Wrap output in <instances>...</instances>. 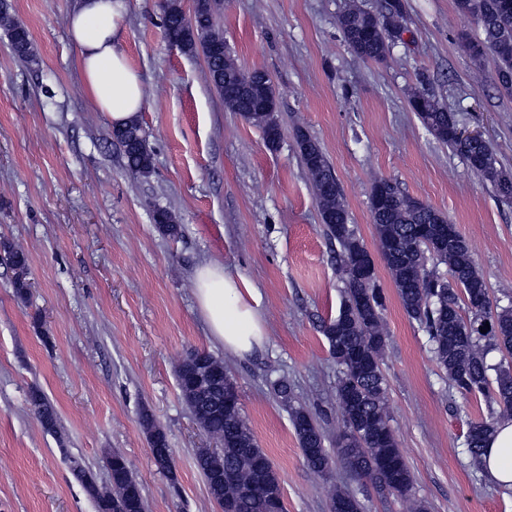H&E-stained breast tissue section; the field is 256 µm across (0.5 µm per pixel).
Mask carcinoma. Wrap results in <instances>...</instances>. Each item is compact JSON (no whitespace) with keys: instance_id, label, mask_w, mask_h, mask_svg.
Returning <instances> with one entry per match:
<instances>
[{"instance_id":"obj_1","label":"carcinoma","mask_w":512,"mask_h":512,"mask_svg":"<svg viewBox=\"0 0 512 512\" xmlns=\"http://www.w3.org/2000/svg\"><path fill=\"white\" fill-rule=\"evenodd\" d=\"M512 0H455L456 9L471 16L479 37L461 36L472 61L479 64L487 56L497 66L502 90L512 93ZM193 22L183 24V11L176 0H167L165 26L177 34L178 48L185 54L202 53L210 81L224 97V104L247 122L260 128L268 148L279 147L282 130L275 117L278 102L272 81L264 70H242L216 30L215 0H193ZM404 0H384L375 14L352 8L337 17L336 25L344 42L358 57L376 63L387 61L391 42L404 28ZM0 25L7 31L17 55H31L30 33L13 22L0 7ZM410 105L423 127L439 142L458 153L466 165L489 182L496 196L512 202V173L503 170L490 143L484 139L463 141L456 137L458 122L453 113L434 95L416 89ZM112 138L122 148L127 167L146 176L153 167L139 122L112 130ZM299 155L312 181L321 223L329 240L336 242L338 272L344 296L336 318L320 329L340 368L336 384V409L342 426L336 434V453L355 477L369 480L381 493L395 495L411 504L408 512H427L425 503L413 495V474L389 423L383 355L388 329L384 320L385 295L377 279L363 280L356 272V260L369 255L355 225L350 223L343 195L334 171L320 144L305 133L296 138ZM370 211L378 237V251L391 273L406 315L428 334L436 363L448 376L449 385L462 395L479 393L499 406L498 414L471 427L466 437L469 455L477 460L496 423L512 417V368H492L486 353L495 347L512 354V307L493 314L481 302L487 290L474 254L462 235L453 243L442 239L447 215L423 201L403 194L385 177L374 178ZM158 229L169 236L179 234L173 215L159 210L154 217ZM4 262L13 271L12 286L22 300L28 299V257L5 242L0 245ZM448 268L443 275L437 266ZM465 303L469 316L462 315ZM486 332H481L485 326ZM496 371L490 380L489 371ZM180 395L196 422L209 437L224 442L223 454L196 459L211 497L223 512H269V495L283 497L273 463L259 447L239 404L224 402V363L213 354L194 350L177 369ZM29 404L43 429L57 438L68 456L73 476L95 499L98 512H146L144 498H130L139 486L126 458L113 452L105 458L109 483L100 488L90 471L68 455L58 431L57 413L45 394L33 388ZM150 447L171 457L166 433L147 412L141 414ZM291 424L308 467L316 473L331 470L332 457L325 448V434L312 414L298 408L291 411ZM332 512H362L355 495L334 486L330 491Z\"/></svg>"}]
</instances>
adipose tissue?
<instances>
[{"label": "adipose tissue", "mask_w": 512, "mask_h": 512, "mask_svg": "<svg viewBox=\"0 0 512 512\" xmlns=\"http://www.w3.org/2000/svg\"><path fill=\"white\" fill-rule=\"evenodd\" d=\"M126 15V0H78L69 16L84 90L115 126L135 119L143 107L141 78L121 41ZM194 284L198 311L214 341L237 355L261 346L265 331L254 287L213 261L196 266ZM481 466L495 485L512 491V419L498 421Z\"/></svg>", "instance_id": "ef3b65f1"}]
</instances>
